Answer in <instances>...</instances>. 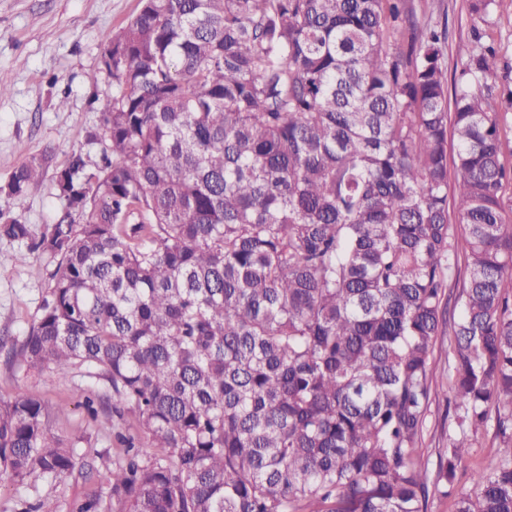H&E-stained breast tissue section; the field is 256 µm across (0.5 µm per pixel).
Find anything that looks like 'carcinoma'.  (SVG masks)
<instances>
[{
	"mask_svg": "<svg viewBox=\"0 0 512 512\" xmlns=\"http://www.w3.org/2000/svg\"><path fill=\"white\" fill-rule=\"evenodd\" d=\"M140 2L103 57L97 173L71 156L66 207L40 232L0 208L18 260L55 262L11 365L85 369L147 440L121 437L109 501L73 512H427L491 420L498 462L455 512H512L502 45L474 29L450 84L446 30L402 0ZM470 10L487 25L512 0ZM39 169L0 193L20 201ZM444 335L455 430L431 472L419 444ZM63 413L0 400V476L72 474L50 428Z\"/></svg>",
	"mask_w": 512,
	"mask_h": 512,
	"instance_id": "1",
	"label": "carcinoma"
}]
</instances>
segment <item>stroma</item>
I'll use <instances>...</instances> for the list:
<instances>
[{
    "label": "stroma",
    "instance_id": "stroma-1",
    "mask_svg": "<svg viewBox=\"0 0 512 512\" xmlns=\"http://www.w3.org/2000/svg\"><path fill=\"white\" fill-rule=\"evenodd\" d=\"M406 7L419 23L447 29L446 65L451 70L459 67L458 48L472 35L469 0H406ZM139 8V0H0V71L11 79L9 91L0 96V185L26 160L40 161V178L11 208L13 217L35 230L53 223L65 207L57 175L72 153L83 154L88 171H96L100 163V103L111 97L113 84L103 65L107 38ZM20 249L18 243L0 240V339L26 334L40 313L54 269L45 256L16 262ZM447 387L445 378H437L424 426L422 453L433 464L439 449L448 445L454 421L444 400ZM32 395L52 407L67 406V415L54 422L53 430L74 446L75 472L33 487L0 480V512H21L43 498L55 502L58 512H72L79 500L107 495L116 436L136 435L134 421L125 419L113 431L99 430L82 402L92 397L100 414H111L112 395L103 384L79 371L62 380L46 371L18 369L7 364L0 350V398ZM496 447L492 432L479 435L459 469L454 496L430 493L427 512H455L457 496L473 491L470 470L492 464Z\"/></svg>",
    "mask_w": 512,
    "mask_h": 512
}]
</instances>
